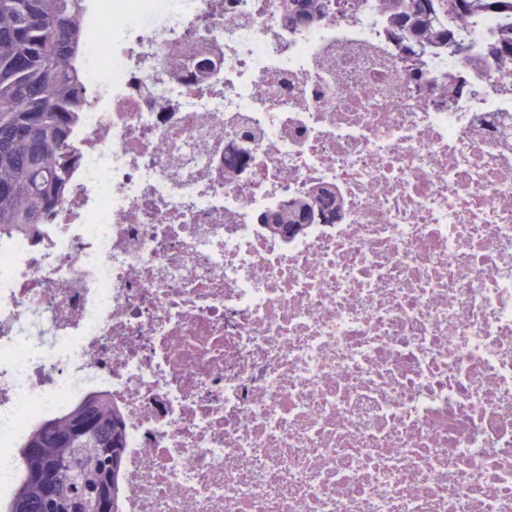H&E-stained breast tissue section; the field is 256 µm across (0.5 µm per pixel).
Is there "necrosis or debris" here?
<instances>
[{
	"instance_id": "4bbe7bcc",
	"label": "necrosis or debris",
	"mask_w": 512,
	"mask_h": 512,
	"mask_svg": "<svg viewBox=\"0 0 512 512\" xmlns=\"http://www.w3.org/2000/svg\"><path fill=\"white\" fill-rule=\"evenodd\" d=\"M89 0L80 152L0 238V512L20 443L107 393L116 512H512V59L414 80L382 0ZM451 75L446 101L418 82ZM335 187L293 238L262 215ZM282 21L289 30L315 25L326 16L337 0H282Z\"/></svg>"
}]
</instances>
